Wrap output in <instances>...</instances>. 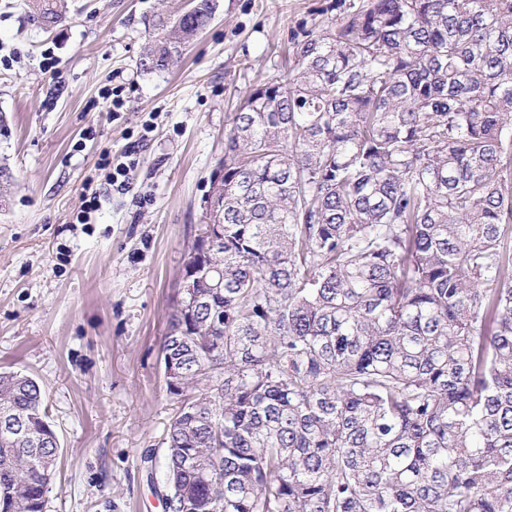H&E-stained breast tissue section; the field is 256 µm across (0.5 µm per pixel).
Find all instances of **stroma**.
I'll return each mask as SVG.
<instances>
[{"instance_id":"1","label":"stroma","mask_w":512,"mask_h":512,"mask_svg":"<svg viewBox=\"0 0 512 512\" xmlns=\"http://www.w3.org/2000/svg\"><path fill=\"white\" fill-rule=\"evenodd\" d=\"M20 2L0 0V369L45 392L61 444L47 512H164L152 460L175 404L158 350L224 136L246 88L292 68L291 30L339 14L220 0L181 61L146 74L142 16L186 0H69L49 30ZM105 156L129 190L105 182Z\"/></svg>"}]
</instances>
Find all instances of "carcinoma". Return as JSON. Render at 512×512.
I'll use <instances>...</instances> for the list:
<instances>
[{"instance_id":"obj_1","label":"carcinoma","mask_w":512,"mask_h":512,"mask_svg":"<svg viewBox=\"0 0 512 512\" xmlns=\"http://www.w3.org/2000/svg\"><path fill=\"white\" fill-rule=\"evenodd\" d=\"M334 7L225 135L224 243L159 351L163 508L512 512V0ZM218 8L144 17L139 69ZM60 450L40 384L0 371V512H46Z\"/></svg>"}]
</instances>
